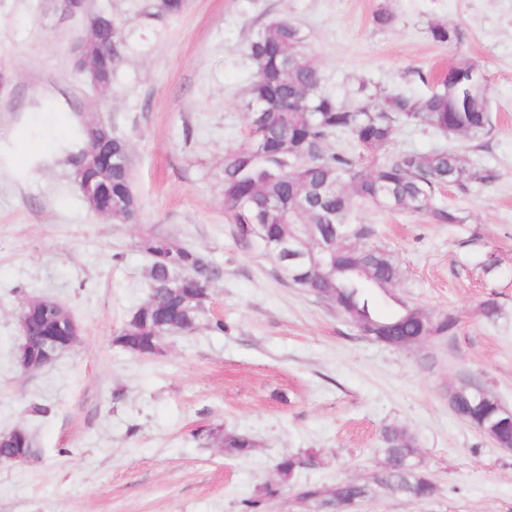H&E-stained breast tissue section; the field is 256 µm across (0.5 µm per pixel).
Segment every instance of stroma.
Wrapping results in <instances>:
<instances>
[{"instance_id": "35a3bbf8", "label": "stroma", "mask_w": 512, "mask_h": 512, "mask_svg": "<svg viewBox=\"0 0 512 512\" xmlns=\"http://www.w3.org/2000/svg\"><path fill=\"white\" fill-rule=\"evenodd\" d=\"M154 5L89 0L90 12L120 18L126 38L112 89L100 93L74 67L86 18L62 16L55 0H0V434L25 429L40 452L0 464V512H243V498L276 481L289 454L315 455L295 484L369 481L387 426L416 440L438 492L427 502L384 495L371 512H512V453L463 422L446 396L470 378L512 408V0H186L161 19ZM383 8L392 25L376 23ZM278 18L301 28L342 104L363 82L421 96L459 62L482 70L494 120L483 146L418 124L399 126L392 145L461 147L491 172L437 199L468 223L359 214L399 264L394 294L456 317L451 339L407 350L368 340L235 243L222 189L224 156L248 135L255 65L243 47ZM437 22L460 28L462 41L434 42ZM98 120L130 145L134 223L92 214L65 163L85 145L80 125ZM22 137L50 147L17 163ZM151 235L205 252L223 275L196 328L143 358L114 338L147 299L141 244ZM488 257L497 261L489 275ZM35 297L58 302L81 340L25 372L17 316ZM489 299L500 307L491 320L480 313ZM213 430L257 446L227 456Z\"/></svg>"}]
</instances>
